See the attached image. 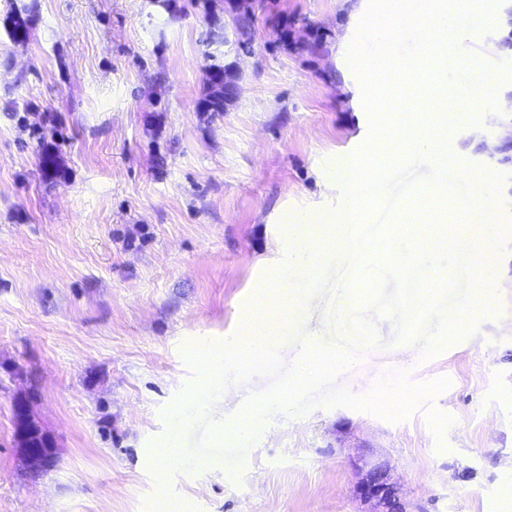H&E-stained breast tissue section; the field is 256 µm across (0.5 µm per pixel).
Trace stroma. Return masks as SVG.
<instances>
[{"mask_svg": "<svg viewBox=\"0 0 512 512\" xmlns=\"http://www.w3.org/2000/svg\"><path fill=\"white\" fill-rule=\"evenodd\" d=\"M369 0H0V512H372L363 470L385 465L404 512H512V237L447 227L481 268L473 332L422 358L392 316L368 312L376 346L355 352L328 391L369 394L400 372L449 385L392 422L316 405L262 424L243 464L239 412L296 362L299 344L339 336L353 300L320 268L284 283L296 232L336 213L340 167L369 117L348 63ZM25 9L24 41L9 18ZM251 18L241 44L235 19ZM215 54L236 92L205 109ZM496 107L448 144L466 186L501 176L512 220V110ZM50 153L51 169L41 156ZM323 294L306 299L308 286ZM299 297L282 306L281 290ZM253 326L255 351L225 345ZM231 374L193 411L208 362ZM27 399L54 455L39 468L14 439ZM195 459L164 466L162 445Z\"/></svg>", "mask_w": 512, "mask_h": 512, "instance_id": "obj_1", "label": "stroma"}]
</instances>
